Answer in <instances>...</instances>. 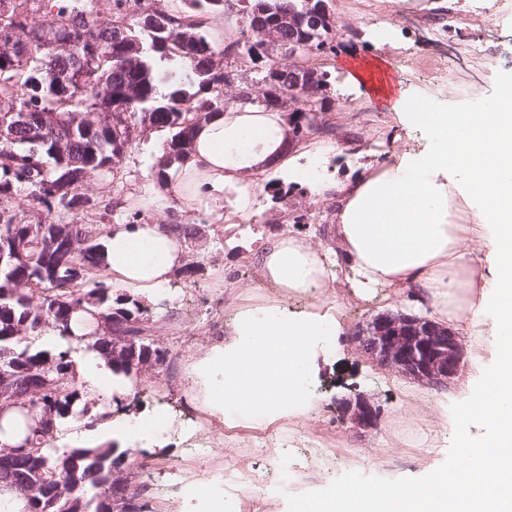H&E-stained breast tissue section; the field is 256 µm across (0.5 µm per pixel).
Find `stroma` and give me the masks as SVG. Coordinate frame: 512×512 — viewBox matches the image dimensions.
I'll use <instances>...</instances> for the list:
<instances>
[{
	"instance_id": "obj_1",
	"label": "stroma",
	"mask_w": 512,
	"mask_h": 512,
	"mask_svg": "<svg viewBox=\"0 0 512 512\" xmlns=\"http://www.w3.org/2000/svg\"><path fill=\"white\" fill-rule=\"evenodd\" d=\"M336 22L332 52L317 59L329 72L331 108L318 115L315 138L342 146L328 157L331 181L323 195H313L302 183L278 194L270 181L257 191L258 213L238 220L230 229L220 227L189 241L187 252L204 270L193 283L173 277L164 301L149 308L153 334L168 352L158 375L121 403L136 414L141 410L166 412L172 425L160 445L130 436L118 443L128 453L123 469L128 491L145 484L161 498L152 512H197L190 488L196 479L219 480L224 459L248 454L246 442L227 437L223 425L203 422L186 393L191 387L193 360L224 338V326L233 317L228 290L213 286L208 268L221 266L232 285L244 290L260 280L257 260L260 243L278 230L282 220L292 221L294 232L314 243L329 245L331 213L339 188L355 178L367 162L381 163L398 145V132L390 113L343 89L349 61L385 59L392 79L404 88L441 98L471 100L490 94L497 70L512 68V0H328ZM136 145L128 151L122 180L106 184L94 176L81 188L91 206L80 212L81 224H112L126 218L123 205L128 192L161 190L151 175L159 161L162 132L139 126ZM410 302L388 304L385 292L374 289L365 299H343L338 317L343 330L335 339L319 343L313 366L305 375L309 405L301 417L275 427L272 448L276 455L301 467L305 481L289 491L275 482L260 490L274 512H297L300 503L329 497L348 478L385 487L396 482H426L451 465L461 450L451 424L442 412H455L464 395L461 381L492 360L484 342L462 337L463 366L448 386L435 387L382 366L350 343L349 338L380 314L409 315ZM367 400L378 410L376 426L359 433L343 415L345 403ZM329 429L341 454L329 462L313 436ZM195 444L217 448L218 453L201 474L190 471V448Z\"/></svg>"
}]
</instances>
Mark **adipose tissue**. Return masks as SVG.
<instances>
[{"instance_id":"obj_1","label":"adipose tissue","mask_w":512,"mask_h":512,"mask_svg":"<svg viewBox=\"0 0 512 512\" xmlns=\"http://www.w3.org/2000/svg\"><path fill=\"white\" fill-rule=\"evenodd\" d=\"M365 97L384 100L403 134L392 157L367 165L344 185L333 212L335 248L285 232L259 250L257 289L231 292L234 320L223 344L193 365L191 395L205 417L234 427L249 416L269 425L300 416L307 398L303 375L324 336L339 335L344 293L359 298L382 288L388 300L412 295L432 321L487 343L495 362L470 377V398L456 421L465 453L426 484H397L378 492L364 484L338 486L340 502L381 499L413 512H512V75L498 78L482 111L412 94L390 79L383 63L347 70ZM331 143H302L280 109L227 101L197 125L191 152L167 170L166 192L132 194L126 207L137 220L109 225L103 240V275L113 287L148 302L158 300L184 265L187 242L144 218L147 210L176 201L184 212L233 224L255 214L260 179L275 171L297 181L308 174L304 158L334 151ZM341 252L347 288L329 274L331 251ZM306 296L309 312L275 316L281 299ZM85 311L74 313L73 340L46 330L40 346L72 349L75 381L104 400L133 394L130 377L108 376L95 353L82 349ZM490 429L473 441L470 426Z\"/></svg>"}]
</instances>
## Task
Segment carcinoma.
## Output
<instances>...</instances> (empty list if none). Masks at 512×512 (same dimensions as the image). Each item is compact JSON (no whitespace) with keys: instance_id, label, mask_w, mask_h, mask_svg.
Returning a JSON list of instances; mask_svg holds the SVG:
<instances>
[{"instance_id":"cac0c4a2","label":"carcinoma","mask_w":512,"mask_h":512,"mask_svg":"<svg viewBox=\"0 0 512 512\" xmlns=\"http://www.w3.org/2000/svg\"><path fill=\"white\" fill-rule=\"evenodd\" d=\"M229 0H170L165 10L168 23L190 34L189 43L178 49L163 40V34L148 26L151 7L148 0H112V22L141 42L143 51L130 58L122 43L112 39V29L100 32L101 51L76 79L67 100L57 97L52 72L65 69V63L47 57L46 49L35 39L22 61L9 53L0 40V114L35 109V114L56 112L61 122L53 138L43 145L27 141L24 127L15 131L17 150L22 156L12 174L0 170V248L14 258L0 264V368L13 374V389L28 398L21 408L43 417L44 408L55 411L54 418L104 419L107 413H91V401L77 387L70 351L50 353L20 346L15 336L19 328L28 336H39L53 328L63 339L72 337L70 319L83 305L95 307L88 322L92 341L87 348L103 359L114 373L138 374L128 363L112 359V333L133 337L137 357L152 358L158 366L167 362V352L156 351L150 327L146 326L148 309L126 293L113 292L101 275L104 261L102 239L105 233H90L83 224L72 220L75 212L86 207L88 198L75 193L84 170L94 174L120 172L132 141L117 138L110 126L86 131L76 123L84 111H121L133 124L140 119L166 135L164 156L157 163L154 176L166 177V169L181 160L192 146L194 127L206 114L224 104V74L214 71V59L222 55L256 70V78L240 86L239 101L247 103L256 85L266 90L264 107L274 109L288 93L305 110L314 103L323 110L329 100L327 73L320 72L311 60L333 50L332 24L304 22L297 29L281 31L274 58L263 53L258 63L250 56L249 27L258 20L275 26L280 15L293 12L299 17L317 13L324 0H237L245 19L238 37L224 48H217L211 34L197 18L224 9ZM35 12L43 13L44 25L67 34H78L94 22L95 6L91 0H25ZM307 44L312 52L303 56L296 72L301 88L288 83V41ZM28 190L30 204L48 217L67 212L70 234L78 243L75 253H46L45 246L27 236L28 224L16 208L19 189ZM49 366L56 384L34 393L33 374ZM48 425L41 423L33 436L15 446L14 456L30 471L39 472L45 488L53 489L65 481L75 488L70 498L56 500L43 495L27 499L28 512H151L148 501L140 495L116 496L117 474L127 451L116 447L73 448L57 453ZM97 493L87 496L88 488Z\"/></svg>"}]
</instances>
